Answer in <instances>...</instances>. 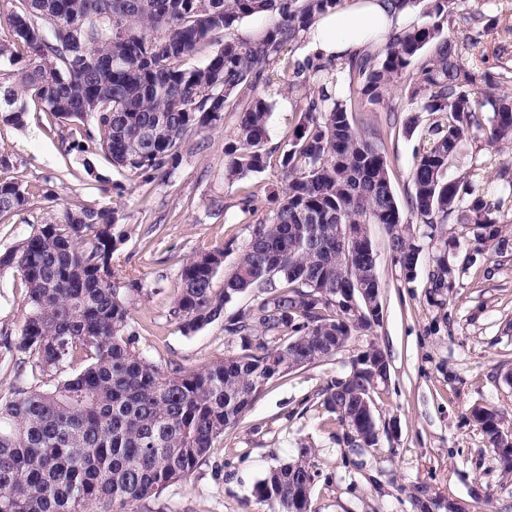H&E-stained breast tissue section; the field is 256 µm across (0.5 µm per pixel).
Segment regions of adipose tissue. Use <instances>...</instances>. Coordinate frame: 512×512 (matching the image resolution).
<instances>
[{"instance_id": "adipose-tissue-1", "label": "adipose tissue", "mask_w": 512, "mask_h": 512, "mask_svg": "<svg viewBox=\"0 0 512 512\" xmlns=\"http://www.w3.org/2000/svg\"><path fill=\"white\" fill-rule=\"evenodd\" d=\"M395 19L387 0H348L311 27L307 34L309 50L321 61L342 63L391 31Z\"/></svg>"}]
</instances>
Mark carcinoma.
<instances>
[{
	"instance_id": "obj_1",
	"label": "carcinoma",
	"mask_w": 512,
	"mask_h": 512,
	"mask_svg": "<svg viewBox=\"0 0 512 512\" xmlns=\"http://www.w3.org/2000/svg\"><path fill=\"white\" fill-rule=\"evenodd\" d=\"M13 40L0 44V121L20 126L25 96L57 124L84 127L83 149L151 182L173 173L187 138L218 130L224 114L238 121L224 135V178L241 180L267 166L265 144L273 102L256 92L265 70L280 61L317 19L341 0H12ZM403 12L424 4L426 21L392 31L340 68L308 58L283 77L301 117L279 159L282 189L267 194L269 213L255 218L253 194L240 200L239 222L253 225L224 289L212 281L225 247L199 251L182 265L171 316L184 334L218 320L241 353L203 371L156 363L137 347L125 296L148 293L112 266L129 237L109 206L65 207L0 252V269L16 271L26 288L20 334L0 347L24 355L32 383L0 395V512H132L187 478L224 432L237 426L268 383L295 370L288 354L334 356L356 330L378 320L351 316L341 323L336 290L364 272L366 251L351 264L336 260L338 224H382L394 259L414 277L421 247L413 225L435 238L452 216L478 229L483 245L502 243L505 199L487 200L472 173L448 170L472 144H512V93L505 81L476 75L463 45L444 34L458 0H388ZM273 14L276 23L253 36L232 34L245 18ZM78 27L77 39L62 31ZM206 62H185L210 45ZM340 74L343 95L313 82ZM408 81L412 115L404 129L422 128V149L410 172L412 192L401 206L376 133L356 115ZM431 116L423 125L421 114ZM32 193L0 177V217L26 211ZM434 288H450L448 252L434 257ZM257 305L226 314L242 293ZM80 364L70 375L67 369ZM356 375L332 380L317 393L342 429L378 444L376 387ZM490 447L505 417L473 412ZM312 449L271 469L254 487L269 512H310L315 473Z\"/></svg>"
}]
</instances>
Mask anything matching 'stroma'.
<instances>
[{"label":"stroma","instance_id":"35a3bbf8","mask_svg":"<svg viewBox=\"0 0 512 512\" xmlns=\"http://www.w3.org/2000/svg\"><path fill=\"white\" fill-rule=\"evenodd\" d=\"M479 12L482 41L465 54L467 64L492 73L512 72V0H461L449 36L467 34L463 17ZM278 72L260 93H274L263 172L233 183L224 179V127L193 137L167 178L151 182L114 167L102 152H84L78 125L50 126L44 113L30 112L25 126H0L1 175L21 180L33 193L27 211L0 218V251L55 216L62 207L115 208L131 227L113 265L126 278L144 281L149 294L127 296L139 332L138 347L162 364L201 370L238 354L239 343L223 322L183 334L170 316L180 269L196 251L224 243V276L236 265L252 233L238 223V203L254 192L258 216L268 212L265 194L280 183L279 158L287 150L300 114L296 97L279 91ZM383 106L362 113L378 129L398 200L412 190L409 172L419 134L388 129ZM505 247L477 251L473 226L449 220L439 237H419L422 247L413 279H406L388 247L383 225H367L380 280L379 325L355 332L335 356L272 380L238 427L225 431L208 458L187 479L171 483L152 503L153 512H268L254 496L268 470L299 448L312 451L316 477L313 512H415L411 496L426 486L438 499L465 512H512V471H504L479 426L476 407L512 415V223L504 225ZM449 244L456 267L454 288L436 294L429 286L432 257ZM25 314V287L18 273L0 272V337L18 334ZM385 351L390 376L374 396L379 424L387 425L378 446L351 448L342 428L320 406L316 394L345 376L351 359L369 345Z\"/></svg>","mask_w":512,"mask_h":512}]
</instances>
